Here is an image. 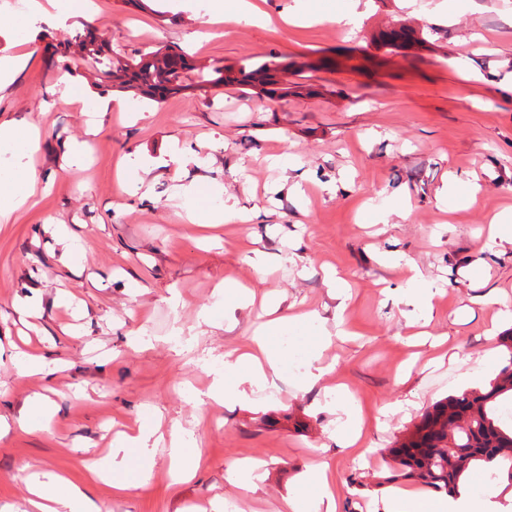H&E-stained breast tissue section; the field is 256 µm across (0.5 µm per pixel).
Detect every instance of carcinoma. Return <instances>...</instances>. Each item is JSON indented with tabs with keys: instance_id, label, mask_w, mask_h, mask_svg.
Returning <instances> with one entry per match:
<instances>
[{
	"instance_id": "cac0c4a2",
	"label": "carcinoma",
	"mask_w": 512,
	"mask_h": 512,
	"mask_svg": "<svg viewBox=\"0 0 512 512\" xmlns=\"http://www.w3.org/2000/svg\"><path fill=\"white\" fill-rule=\"evenodd\" d=\"M86 55L123 84H137L143 94L163 98L182 88L181 72L189 69L186 55L160 49L144 52L126 61H113L105 52L104 40L86 28L73 36ZM239 82L258 85L275 99L290 94L277 78L276 69L263 63L242 75ZM509 355L498 374L484 388L467 389L432 405L413 432L389 450L392 477H404L439 493L457 496L473 470L492 483L512 487V420L500 414L512 405V336L501 337Z\"/></svg>"
}]
</instances>
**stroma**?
Segmentation results:
<instances>
[{"label": "stroma", "mask_w": 512, "mask_h": 512, "mask_svg": "<svg viewBox=\"0 0 512 512\" xmlns=\"http://www.w3.org/2000/svg\"><path fill=\"white\" fill-rule=\"evenodd\" d=\"M209 4L90 0L29 43L20 14L0 12V58L26 57L0 88V125L38 122L29 162L47 186L0 221V512L22 507L33 473L86 487L101 512H235L243 501L278 512L322 460L337 512H388L402 492L436 496L389 480V448L432 403L498 370L483 357L512 333V233L489 236L512 211V0H266L267 24L212 22ZM401 25L428 30L427 42L382 48ZM85 27L127 58L188 53L184 90L154 102L113 87L73 45L57 63L56 45ZM262 63L317 95L272 100L212 83L214 68ZM102 95L112 109L92 132L80 102ZM75 141L89 145L79 169L65 163ZM176 142L187 158L172 159ZM142 155L156 167L131 196L118 169ZM271 155L288 162L269 166ZM192 184L221 188L248 221L189 223ZM407 259L441 291L415 342ZM224 282L253 292L252 305L218 297ZM61 289L71 307L58 306ZM269 302L317 314L294 330L293 353L304 364L322 344L333 372L301 390L285 369L279 394L262 385L246 402L208 400L225 353L246 348ZM21 303L33 317L19 318ZM207 309L214 324L199 322ZM32 353L45 373H29ZM36 395L51 422L17 426ZM347 398L359 413L352 448L336 423ZM174 426L201 455L186 481L169 467ZM140 428L152 433L149 478L135 456L111 483L90 482L88 463ZM245 460L264 470L249 491L230 478Z\"/></svg>", "instance_id": "35a3bbf8"}]
</instances>
